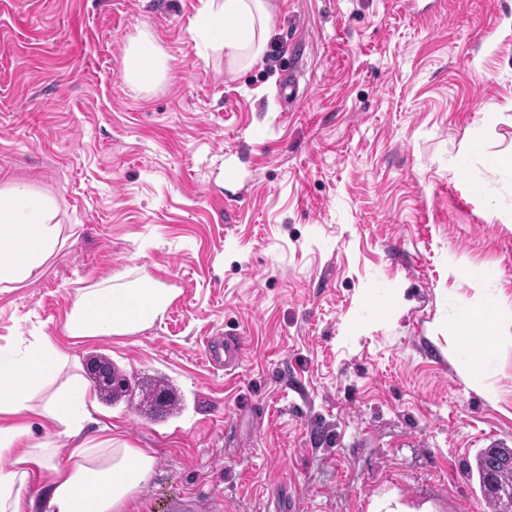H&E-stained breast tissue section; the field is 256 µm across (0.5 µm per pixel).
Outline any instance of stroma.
Masks as SVG:
<instances>
[{"label": "stroma", "mask_w": 512, "mask_h": 512, "mask_svg": "<svg viewBox=\"0 0 512 512\" xmlns=\"http://www.w3.org/2000/svg\"><path fill=\"white\" fill-rule=\"evenodd\" d=\"M269 2L243 70L193 38L200 0H0V186L52 191L61 229L0 291V343L34 329L69 372L102 354L181 397L101 406L155 458L124 512H491L466 467L512 448V341L476 384L454 324L512 316V0ZM143 31L170 67L148 89L124 66ZM117 274L177 297L68 337L76 288ZM230 329L227 375L202 340ZM222 334L217 331L211 336H206L203 339V352L212 367H224L225 372L231 373L242 363L248 345L240 333L224 331V347H222V341L216 337ZM141 391L143 402L145 403V406L147 407V410L151 415L157 412V410L155 409V400L157 395L160 393H166L168 395L167 405L165 406V409H163L161 412L164 411L165 413L170 414L172 413V411L177 409V401L174 397L172 389L169 387L168 384H154L150 388H145V393L143 392V390Z\"/></svg>", "instance_id": "stroma-1"}]
</instances>
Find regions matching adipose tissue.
<instances>
[{"label": "adipose tissue", "mask_w": 512, "mask_h": 512, "mask_svg": "<svg viewBox=\"0 0 512 512\" xmlns=\"http://www.w3.org/2000/svg\"><path fill=\"white\" fill-rule=\"evenodd\" d=\"M274 26L268 0H204L191 33L248 68L264 55ZM124 65L136 86L160 82L167 73L163 54L145 35L131 42ZM56 213L51 191L0 187V288L19 287L53 258L60 234ZM175 298L173 289L144 278L110 277L78 289L65 330L77 340L132 334L149 327ZM511 336L512 320L463 305L455 339L472 352V380L481 377V354ZM68 360L36 333L0 345V384L14 388L0 399V458L11 461L10 469L0 470V512H122L150 477L154 458L147 451L111 436H85L96 406L79 375H64ZM38 420L52 422L71 441L75 464L58 462L56 446L33 436ZM33 482L40 487L36 497L28 493Z\"/></svg>", "instance_id": "1"}]
</instances>
